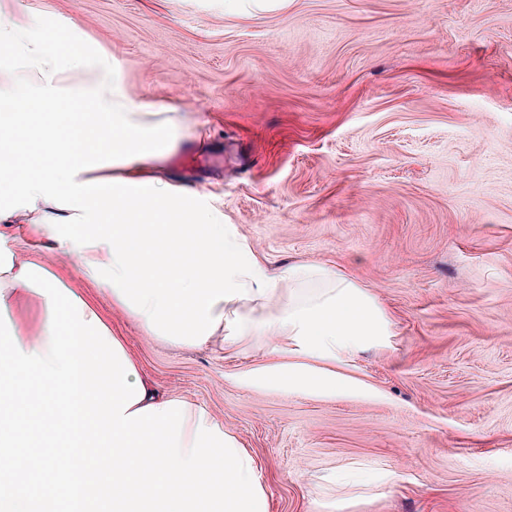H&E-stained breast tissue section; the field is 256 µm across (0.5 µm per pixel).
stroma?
Segmentation results:
<instances>
[{
  "label": "stroma",
  "mask_w": 512,
  "mask_h": 512,
  "mask_svg": "<svg viewBox=\"0 0 512 512\" xmlns=\"http://www.w3.org/2000/svg\"><path fill=\"white\" fill-rule=\"evenodd\" d=\"M18 8L79 15L136 101L187 118L163 178L216 196L272 266L339 269L394 334L347 368L361 391L289 395L247 381L265 346L146 336L49 235L0 223V265L92 297L143 378L256 457L270 512H512V0Z\"/></svg>",
  "instance_id": "35a3bbf8"
}]
</instances>
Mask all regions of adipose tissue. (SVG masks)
Here are the masks:
<instances>
[{
    "label": "adipose tissue",
    "mask_w": 512,
    "mask_h": 512,
    "mask_svg": "<svg viewBox=\"0 0 512 512\" xmlns=\"http://www.w3.org/2000/svg\"><path fill=\"white\" fill-rule=\"evenodd\" d=\"M16 0H0V104L34 140L54 142L38 173L0 145V222L47 233L146 335L231 350L264 340L284 366L253 373L291 394L336 393L342 373L392 334L388 312L324 264L276 270L212 199L156 176L186 123L127 92L114 52L36 35ZM314 294L298 298L300 288ZM42 303L39 338L12 327L16 295ZM0 411L36 404L58 443L44 480L82 473L112 512H269L255 456L202 405L162 398L140 377L101 310L54 273L22 264L0 289Z\"/></svg>",
    "instance_id": "1"
}]
</instances>
